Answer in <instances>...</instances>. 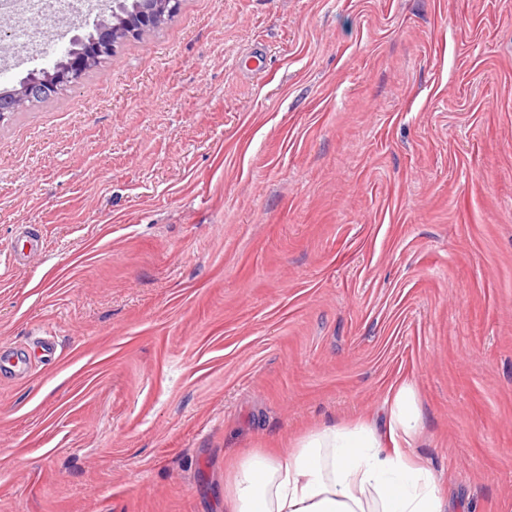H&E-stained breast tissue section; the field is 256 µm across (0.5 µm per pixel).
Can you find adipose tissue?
<instances>
[{
    "label": "adipose tissue",
    "mask_w": 512,
    "mask_h": 512,
    "mask_svg": "<svg viewBox=\"0 0 512 512\" xmlns=\"http://www.w3.org/2000/svg\"><path fill=\"white\" fill-rule=\"evenodd\" d=\"M384 428L325 424L288 450L258 449L228 464L224 512H448V498L413 447L423 430L413 382L392 386Z\"/></svg>",
    "instance_id": "1"
}]
</instances>
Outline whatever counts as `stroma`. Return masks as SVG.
I'll use <instances>...</instances> for the list:
<instances>
[{
  "mask_svg": "<svg viewBox=\"0 0 512 512\" xmlns=\"http://www.w3.org/2000/svg\"><path fill=\"white\" fill-rule=\"evenodd\" d=\"M47 335L0 512H224L231 456L403 380L448 512H512V0H182L1 122L0 345Z\"/></svg>",
  "mask_w": 512,
  "mask_h": 512,
  "instance_id": "obj_1",
  "label": "stroma"
}]
</instances>
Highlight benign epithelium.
I'll return each mask as SVG.
<instances>
[{"label":"benign epithelium","mask_w":512,"mask_h":512,"mask_svg":"<svg viewBox=\"0 0 512 512\" xmlns=\"http://www.w3.org/2000/svg\"><path fill=\"white\" fill-rule=\"evenodd\" d=\"M181 0H112L108 15H100L90 34H76L70 40L66 59L41 73H31L10 97L0 99V121L23 109L37 96L50 97L76 84L95 60L107 57L116 42L159 28L180 8Z\"/></svg>","instance_id":"7a95c632"}]
</instances>
